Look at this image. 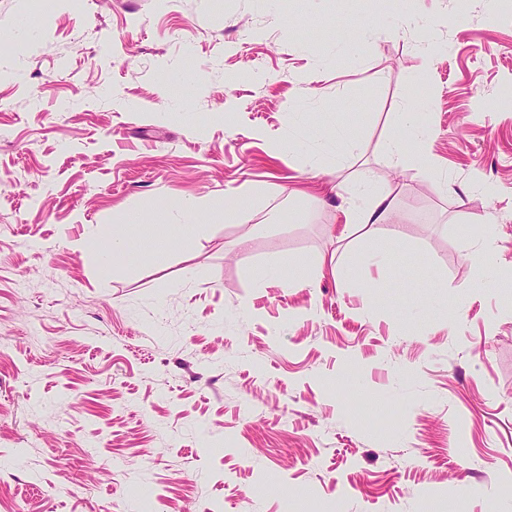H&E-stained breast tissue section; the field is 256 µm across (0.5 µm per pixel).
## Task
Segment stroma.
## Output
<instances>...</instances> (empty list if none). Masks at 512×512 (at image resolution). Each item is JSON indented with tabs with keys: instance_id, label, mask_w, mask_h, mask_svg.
I'll list each match as a JSON object with an SVG mask.
<instances>
[{
	"instance_id": "obj_1",
	"label": "stroma",
	"mask_w": 512,
	"mask_h": 512,
	"mask_svg": "<svg viewBox=\"0 0 512 512\" xmlns=\"http://www.w3.org/2000/svg\"><path fill=\"white\" fill-rule=\"evenodd\" d=\"M0 30V512H512V0H0ZM407 112L433 168L388 151ZM364 181L394 214L349 231ZM241 187L251 224L191 249L89 246ZM139 223V218L136 215L121 214L113 220L114 225L111 223L105 229L100 230L93 239L92 244L95 250L111 261L112 270H120L125 266L130 255L128 238L136 234V225L131 224Z\"/></svg>"
}]
</instances>
